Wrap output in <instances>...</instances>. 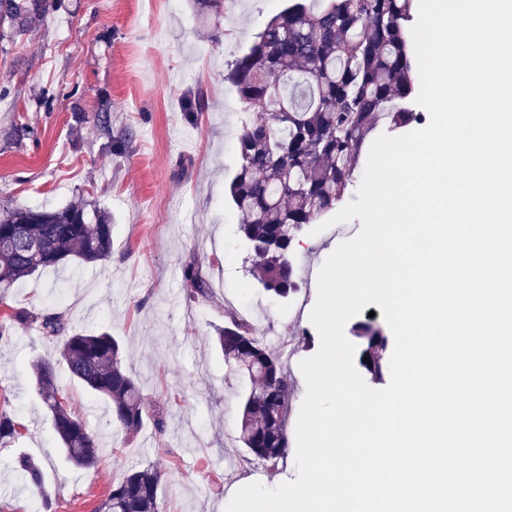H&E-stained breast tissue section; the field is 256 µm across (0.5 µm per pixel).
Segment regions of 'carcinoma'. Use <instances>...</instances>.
<instances>
[{
    "label": "carcinoma",
    "instance_id": "carcinoma-1",
    "mask_svg": "<svg viewBox=\"0 0 512 512\" xmlns=\"http://www.w3.org/2000/svg\"><path fill=\"white\" fill-rule=\"evenodd\" d=\"M412 6L413 0H289L224 76L245 104L230 197L239 234L262 262L260 283L271 295L287 300L299 290L291 260L294 230L343 200L370 134L423 119L412 108L416 86L406 35ZM52 8V0H0V29L22 36L34 18ZM0 239L8 242L0 247L2 291L41 268L107 260L112 222L104 211L89 212L81 203L3 207ZM183 281L190 299L210 298L198 261L184 266ZM31 327L57 344L70 378L104 400L123 430L137 432L147 419L164 429L163 414L149 413L138 381L124 366L122 345L110 332L76 329L63 312L15 310L0 321V341ZM355 334L379 358L375 377L382 376L386 336L370 322L358 324ZM216 341L224 360L251 383L242 402L240 440L250 456L274 468L288 454L290 388L281 357L233 313L216 329ZM32 371L67 460L94 467L98 440L60 394L54 364L36 359ZM20 428L13 416L0 412V443L16 439ZM13 471L22 486L39 493L41 512H52L41 463L21 454ZM160 484L154 467L130 469L99 512H159Z\"/></svg>",
    "mask_w": 512,
    "mask_h": 512
}]
</instances>
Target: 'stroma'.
I'll use <instances>...</instances> for the list:
<instances>
[{"label": "stroma", "mask_w": 512, "mask_h": 512, "mask_svg": "<svg viewBox=\"0 0 512 512\" xmlns=\"http://www.w3.org/2000/svg\"><path fill=\"white\" fill-rule=\"evenodd\" d=\"M284 0H235L198 13L192 0H57L19 38L0 39V206L54 209L86 200L112 221V255L66 263L0 294V318L13 310L67 312L82 329H109L145 402L163 412L164 430L137 434L112 422L57 363L55 344L37 330L0 342V411L22 426L0 445V512H38L40 499L15 479L22 453L42 464L53 512H95L128 468L153 465L163 478L162 512H225L241 487L273 488L297 477L296 456L276 469L247 461L238 440L240 401L249 389L214 343L226 313H244L271 350L294 349L285 365L295 431L306 394L301 360L317 353L311 320L296 322L289 301L255 278L229 196L244 105L224 75ZM62 92L40 106L42 87ZM204 95L205 109L187 103ZM112 111V132L94 120ZM124 140L122 152L110 140ZM197 260L213 296L192 302L182 273ZM57 365L56 384L101 440L89 470L64 458L35 388L31 363Z\"/></svg>", "instance_id": "1"}]
</instances>
